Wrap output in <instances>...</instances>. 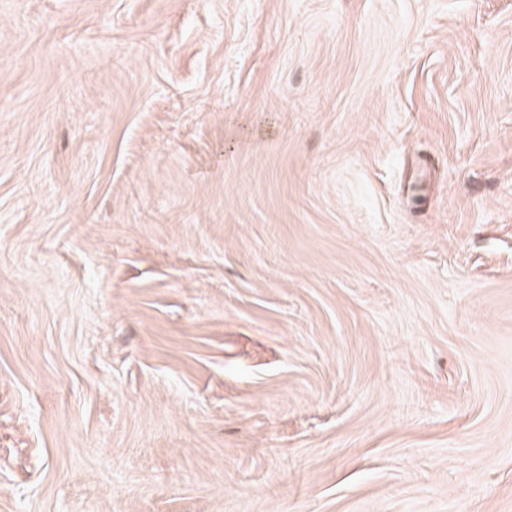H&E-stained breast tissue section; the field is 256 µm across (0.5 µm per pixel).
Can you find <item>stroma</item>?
I'll list each match as a JSON object with an SVG mask.
<instances>
[{"mask_svg":"<svg viewBox=\"0 0 512 512\" xmlns=\"http://www.w3.org/2000/svg\"><path fill=\"white\" fill-rule=\"evenodd\" d=\"M0 512H512V0H0Z\"/></svg>","mask_w":512,"mask_h":512,"instance_id":"35a3bbf8","label":"stroma"}]
</instances>
